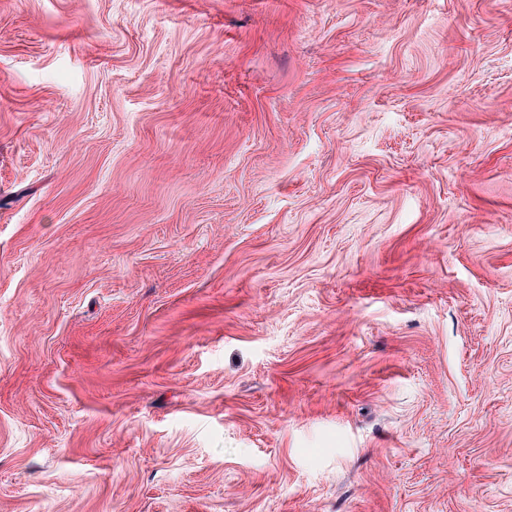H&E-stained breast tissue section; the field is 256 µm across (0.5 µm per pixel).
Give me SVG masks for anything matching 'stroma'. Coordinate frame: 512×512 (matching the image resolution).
<instances>
[{
	"mask_svg": "<svg viewBox=\"0 0 512 512\" xmlns=\"http://www.w3.org/2000/svg\"><path fill=\"white\" fill-rule=\"evenodd\" d=\"M0 512H512V0H0Z\"/></svg>",
	"mask_w": 512,
	"mask_h": 512,
	"instance_id": "1",
	"label": "stroma"
}]
</instances>
